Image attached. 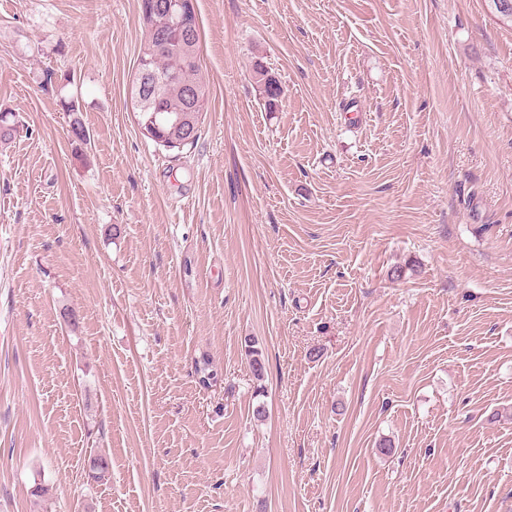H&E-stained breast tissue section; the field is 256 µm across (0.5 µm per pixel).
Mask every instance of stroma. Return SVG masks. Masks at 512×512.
<instances>
[{
  "label": "stroma",
  "mask_w": 512,
  "mask_h": 512,
  "mask_svg": "<svg viewBox=\"0 0 512 512\" xmlns=\"http://www.w3.org/2000/svg\"><path fill=\"white\" fill-rule=\"evenodd\" d=\"M193 3L209 108L171 150L139 0H0V512H512V27Z\"/></svg>",
  "instance_id": "1"
}]
</instances>
